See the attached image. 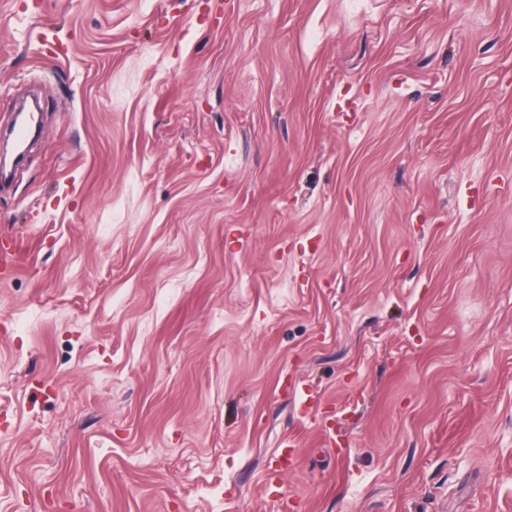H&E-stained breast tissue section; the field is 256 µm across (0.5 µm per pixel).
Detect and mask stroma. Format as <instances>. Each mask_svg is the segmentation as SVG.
I'll return each instance as SVG.
<instances>
[{"instance_id":"stroma-1","label":"stroma","mask_w":512,"mask_h":512,"mask_svg":"<svg viewBox=\"0 0 512 512\" xmlns=\"http://www.w3.org/2000/svg\"><path fill=\"white\" fill-rule=\"evenodd\" d=\"M0 512H512V0H0Z\"/></svg>"}]
</instances>
